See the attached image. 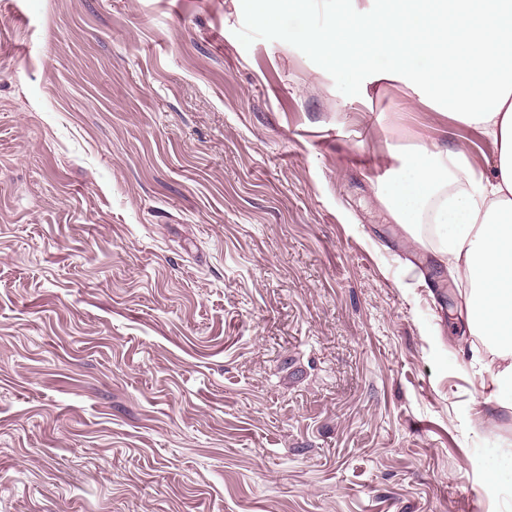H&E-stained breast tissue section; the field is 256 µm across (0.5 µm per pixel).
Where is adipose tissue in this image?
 <instances>
[{
  "label": "adipose tissue",
  "instance_id": "obj_1",
  "mask_svg": "<svg viewBox=\"0 0 512 512\" xmlns=\"http://www.w3.org/2000/svg\"><path fill=\"white\" fill-rule=\"evenodd\" d=\"M306 39L327 62L351 52L383 60L378 80L441 99L452 118L498 147L490 177L464 149L393 146L400 166L380 200L399 224H429L438 254L465 281L467 320L501 364L512 396V0H352Z\"/></svg>",
  "mask_w": 512,
  "mask_h": 512
}]
</instances>
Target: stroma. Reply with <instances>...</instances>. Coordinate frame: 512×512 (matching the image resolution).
<instances>
[{
  "label": "stroma",
  "instance_id": "obj_1",
  "mask_svg": "<svg viewBox=\"0 0 512 512\" xmlns=\"http://www.w3.org/2000/svg\"><path fill=\"white\" fill-rule=\"evenodd\" d=\"M295 0H0V512H512V408Z\"/></svg>",
  "mask_w": 512,
  "mask_h": 512
}]
</instances>
